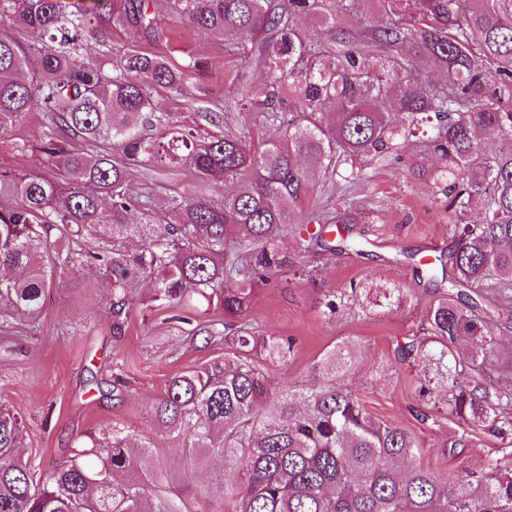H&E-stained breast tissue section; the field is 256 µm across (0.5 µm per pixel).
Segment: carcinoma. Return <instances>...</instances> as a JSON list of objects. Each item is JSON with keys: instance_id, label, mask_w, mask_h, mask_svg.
Here are the masks:
<instances>
[{"instance_id": "carcinoma-1", "label": "carcinoma", "mask_w": 512, "mask_h": 512, "mask_svg": "<svg viewBox=\"0 0 512 512\" xmlns=\"http://www.w3.org/2000/svg\"><path fill=\"white\" fill-rule=\"evenodd\" d=\"M92 2L0 0V134L41 113L43 137L19 139L14 151L62 173L0 167V197L17 200L0 206V270H9L0 273V303L36 315L58 270L95 265L111 284L115 319L137 283L154 302L191 295L236 318L298 258L361 252L339 228L326 239L330 219L319 211L299 223L314 175L340 169L359 179L356 162L396 150L425 121L444 166L415 161L408 173L431 181L446 203L450 245L431 279L448 290L397 344L396 359L419 376V424L457 418L512 440V358L494 359L498 338L512 334V151L490 145L512 132V0H414L409 22V4L392 0L388 20L354 38L337 29L331 0H171L196 35L232 37L228 57L244 54L268 71L263 86L235 77V108L258 107L275 126L261 150L229 127L205 138L156 111L153 98L180 93L194 62L178 68L133 46L112 51L114 31L159 35L149 0ZM304 18L338 48L336 65L322 63L326 48L303 32ZM484 60L496 66L493 84ZM430 63L446 84L418 81ZM286 109L297 120L281 125ZM146 126L165 135L147 137ZM76 140L90 149L73 148ZM132 163L187 165L206 191L173 197L168 224H131L132 210L147 216L152 207L130 181ZM220 191L217 205L211 193ZM361 294L371 300V287L352 282L321 307L333 316ZM294 349L291 338L243 324L224 337V355L171 377L152 403L156 424L191 459L218 464L211 512H512V470L498 462L458 475L452 494L418 467L416 436L372 417L336 382L348 350L328 351L314 366L324 383L302 389L272 384L252 359L286 362ZM21 435L18 418L0 411V512H200L171 487L152 446L120 424L106 452L92 435L45 478L17 456Z\"/></svg>"}]
</instances>
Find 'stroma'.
<instances>
[{
    "mask_svg": "<svg viewBox=\"0 0 512 512\" xmlns=\"http://www.w3.org/2000/svg\"><path fill=\"white\" fill-rule=\"evenodd\" d=\"M150 7L162 33L139 40V47L175 62L190 56L198 63L182 95L157 98L158 111L175 113L205 136L222 135L229 127L261 145L272 132L265 113H227L223 104L235 92V74L259 85L264 73L244 60L227 64L223 41L195 35L173 15L168 0H151ZM415 161L439 163L422 140L412 138L400 144L398 154L370 160L361 179L347 183L318 175L311 207L344 208L356 216L352 231L366 239V253L307 255L303 272L281 271L259 288L240 320L260 335L295 340L293 358L266 370L280 386L314 384L313 367L327 351L356 345L342 383L374 417L413 432L420 445L418 465L449 482L462 471L505 460L507 453L499 440L464 421L429 427L410 414L418 383L414 371L396 360L395 340L416 332L439 296L438 288L417 272V262L433 261L449 244L448 211L427 183L409 176ZM131 177L155 199L154 224L168 222L171 196L189 197L204 189L186 165L135 167ZM353 281L383 291L397 287L407 299L398 307L355 304L325 317L320 308L325 294ZM150 295L146 285H134L121 318L113 319L109 281L98 269L85 267L57 274L36 318L0 308V405L20 418L24 436L17 454L39 473L59 468L86 435L100 437L121 424L152 442L172 484L182 486L201 512H211L216 503L206 491L213 465L191 461L177 440L158 429L149 408L176 373L223 353V338H208L207 332L223 328L224 315L212 308L160 305ZM459 434L466 435V447H450L449 437Z\"/></svg>",
    "mask_w": 512,
    "mask_h": 512,
    "instance_id": "stroma-1",
    "label": "stroma"
}]
</instances>
